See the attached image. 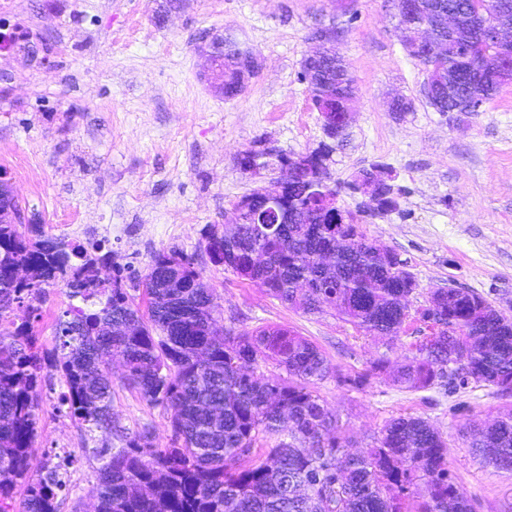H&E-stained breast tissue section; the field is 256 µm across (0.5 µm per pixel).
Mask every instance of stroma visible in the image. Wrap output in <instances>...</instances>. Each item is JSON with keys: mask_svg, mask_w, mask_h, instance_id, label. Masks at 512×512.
Returning a JSON list of instances; mask_svg holds the SVG:
<instances>
[{"mask_svg": "<svg viewBox=\"0 0 512 512\" xmlns=\"http://www.w3.org/2000/svg\"><path fill=\"white\" fill-rule=\"evenodd\" d=\"M398 0H0V171L26 217L46 235L110 251L144 273L153 254L192 256L219 305V325L237 331L278 326L313 342L330 372L316 389L336 414L348 450L371 448L397 417H420L448 442V468L472 512H512V475L470 448L466 429L492 423L512 395L478 386L451 394L409 391L391 373L372 374L379 358L399 365L427 334L405 325L399 337L366 336L335 311L308 315L259 284L214 265L201 244L240 198L279 178L277 154L305 155L325 141L323 119L299 79L320 27L338 32L336 48L358 94L329 163L338 204L357 214L371 242L408 260L418 288H466L512 313V83L478 112L442 114L423 95L426 72L398 27ZM230 33L264 59L237 97L211 87L202 53ZM411 100L410 112L390 109ZM275 149L265 167L242 171L238 158ZM379 163L401 187L397 210L363 214L362 195L345 182ZM70 303L48 289L31 327L44 348ZM365 373L352 389L339 376ZM112 366V426L88 430L61 402L58 379L42 388L30 471L59 466L67 484L59 512H91L103 463L126 434L149 430L172 444L170 413L150 406Z\"/></svg>", "mask_w": 512, "mask_h": 512, "instance_id": "1", "label": "stroma"}]
</instances>
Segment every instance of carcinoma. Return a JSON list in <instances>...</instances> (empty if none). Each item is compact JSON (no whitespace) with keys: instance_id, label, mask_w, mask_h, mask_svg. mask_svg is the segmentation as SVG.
<instances>
[{"instance_id":"cac0c4a2","label":"carcinoma","mask_w":512,"mask_h":512,"mask_svg":"<svg viewBox=\"0 0 512 512\" xmlns=\"http://www.w3.org/2000/svg\"><path fill=\"white\" fill-rule=\"evenodd\" d=\"M462 9L459 29L470 32V15L496 19V0H439ZM435 62L438 100L448 99V75L456 92L493 77L494 50L468 40ZM254 50L230 36L220 52L226 98L234 71ZM335 65L302 66L321 116L332 113L343 133V117L357 86L343 58ZM330 144L298 159L279 156L280 167L297 166L279 178L280 203L289 223L265 232L258 219L267 208L265 188L234 206L237 222L209 226L202 244L212 263L266 288L271 296L305 314L336 310L369 336H399L409 317V297L418 284L397 267L393 250L367 242L351 213L333 197L335 188L314 183L326 169ZM373 212L398 206L390 178L371 189ZM27 267L16 281L12 268ZM149 300L143 315L124 288L122 267L111 253L90 252L44 234L41 225L0 223V321L15 304L37 317L47 289L63 285L70 299L58 319V343L43 348L29 321L0 327V512H57L66 482L55 467L30 475L29 448L37 436L40 389L56 375L66 388L72 418L91 428L112 424V374L107 358L119 357L124 380L150 406L171 413L173 445L159 448L146 433L125 437L106 458L95 488L98 512H471L448 470V443L421 417L392 419L362 455L344 454L348 438L315 391L329 374L312 342L280 327L237 333L215 318L218 304L193 258L181 251L153 255L142 277ZM422 316L435 320L432 339L415 346L393 372L402 388L440 386L455 393L473 385L512 393V319L486 298L462 288H439ZM273 362L288 379L255 378ZM465 363L472 380L456 382L448 368ZM277 438L265 456H252L258 435ZM470 447L498 470L512 472V409L494 424L471 428ZM25 485L16 499V488Z\"/></svg>"}]
</instances>
